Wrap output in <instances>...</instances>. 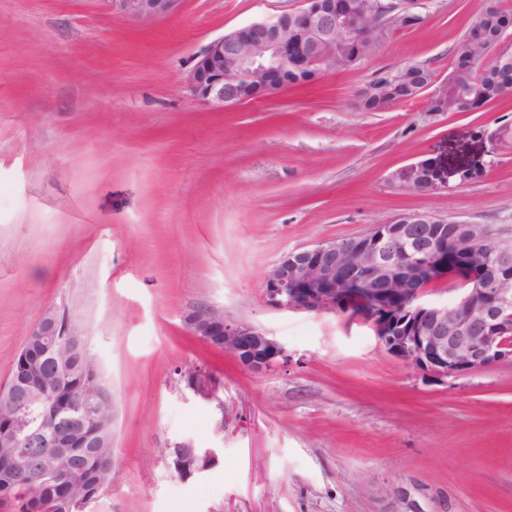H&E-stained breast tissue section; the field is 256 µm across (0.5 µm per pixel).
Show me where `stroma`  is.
I'll list each match as a JSON object with an SVG mask.
<instances>
[{
	"mask_svg": "<svg viewBox=\"0 0 512 512\" xmlns=\"http://www.w3.org/2000/svg\"><path fill=\"white\" fill-rule=\"evenodd\" d=\"M296 0H182L148 26L104 0H0V386L67 305L115 395L112 479L83 512H512V362L439 385L341 315L269 307L286 252L411 213L512 233V95L381 112L359 94L407 64L446 77L488 0H423L355 69L234 106L184 80L214 38ZM433 158L469 181L421 194ZM211 307L280 343L254 372L192 336ZM219 451L178 476L168 448ZM401 184L418 192L432 193L445 189H452L463 184L471 178L469 168H443L432 159H423L410 163L394 174Z\"/></svg>",
	"mask_w": 512,
	"mask_h": 512,
	"instance_id": "stroma-1",
	"label": "stroma"
}]
</instances>
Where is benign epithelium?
<instances>
[{
  "mask_svg": "<svg viewBox=\"0 0 512 512\" xmlns=\"http://www.w3.org/2000/svg\"><path fill=\"white\" fill-rule=\"evenodd\" d=\"M110 11L143 25L174 13L182 0H105ZM421 0H360L356 6L336 0H303L296 10L241 26L211 40L185 80L189 97L201 104L231 106L288 85V71L318 77L336 69V43L360 41L364 16L384 23L400 18L403 28L418 24ZM293 31H288V22ZM467 40L475 46L469 64L454 68L441 82L431 78L417 90L433 89L443 111H456L472 93L484 66L512 53L500 37L485 48L479 25ZM404 186L432 193L452 189L471 178L469 168H444L432 159L410 163L394 174ZM448 285L457 292L448 304L424 301L428 288ZM268 306L278 310L341 314L368 324L378 346L437 383L512 362V235L488 224H458L427 214H411L373 225L367 232L324 240L284 254L266 272ZM191 335L230 354L252 371L285 358L284 348L260 328L230 319L218 309L183 313ZM56 308H45L19 355L11 383L0 389V479L9 485L63 484L68 477L67 448L89 445V429L112 436V421L102 418L100 401L111 399L95 387L79 402L57 409L49 403L59 363ZM34 431L49 454L32 455L22 447ZM175 469L200 474L218 459L214 448L177 445ZM30 512H55L39 495L23 498Z\"/></svg>",
  "mask_w": 512,
  "mask_h": 512,
  "instance_id": "benign-epithelium-1",
  "label": "benign epithelium"
}]
</instances>
